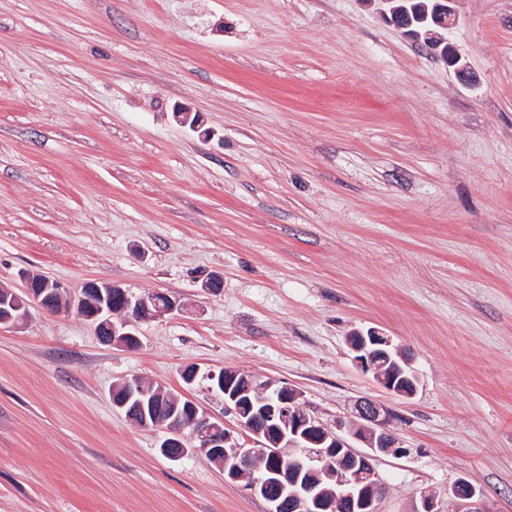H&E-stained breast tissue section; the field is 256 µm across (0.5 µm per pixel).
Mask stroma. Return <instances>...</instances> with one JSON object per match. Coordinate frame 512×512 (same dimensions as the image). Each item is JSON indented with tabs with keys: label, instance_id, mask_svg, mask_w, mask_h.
Instances as JSON below:
<instances>
[{
	"label": "stroma",
	"instance_id": "obj_1",
	"mask_svg": "<svg viewBox=\"0 0 512 512\" xmlns=\"http://www.w3.org/2000/svg\"><path fill=\"white\" fill-rule=\"evenodd\" d=\"M457 9L466 80L378 0H0V288L182 306L134 349L73 311L0 326V512H266L112 404L135 375L230 424L225 368L327 425L387 412L411 453L375 458L379 512H457L462 479L512 512V0ZM372 327L414 396L353 363Z\"/></svg>",
	"mask_w": 512,
	"mask_h": 512
}]
</instances>
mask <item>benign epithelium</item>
<instances>
[{
  "mask_svg": "<svg viewBox=\"0 0 512 512\" xmlns=\"http://www.w3.org/2000/svg\"><path fill=\"white\" fill-rule=\"evenodd\" d=\"M22 278L25 283L23 294L0 289V324L16 325L23 321L30 305L51 312L59 310L62 305L65 289L61 283L34 272H27ZM107 295L113 297V302L124 315L123 320L117 323L112 321V308H105L101 303ZM69 307L103 327L104 341L134 349L140 344L136 334L137 323L172 312L176 309V302L172 300L164 306L154 298H137L119 286L91 281L84 283L77 295L69 299ZM348 346L356 367L364 373L373 374L385 390L402 396H411L417 391L419 380L410 372L408 362L393 347L389 337L370 328L349 337ZM209 377L214 386L224 391L226 412L234 415L238 424L256 437L255 447L247 448L236 443L224 427L223 419L211 415L192 400L182 410L179 408L180 399H174V407L166 420L159 424L150 421L149 414L144 411L139 414L138 426H165L167 432L175 437L167 443L169 448L184 447L187 430L192 439L202 443V447L212 448L216 453L222 448H233V468L224 469V478L232 482L243 479L244 471L251 468L254 457L267 447L266 441L271 437L281 448H313L315 453L297 459L299 467L304 468L316 461L333 469L346 460L350 464L351 477H340L346 489L332 501L316 491L315 486L299 483L294 471L282 467L277 476L283 486L291 488L288 493L291 506L305 512H330L334 509V502L342 501L348 503L353 512H378L377 504L384 495L385 486L371 460L380 454L407 456L410 450L398 445L396 439L386 432L387 415L375 402L368 399L358 401L353 418L336 422L333 430L309 414L299 402V393L287 385L275 387L271 383L266 384L271 395L263 406L252 401L250 389L238 385L237 380L244 374L218 375L211 372ZM147 394L148 388L140 380H126L112 392V404L125 411L134 400ZM351 439L361 441L368 451L354 450L349 443ZM452 495L460 501L461 512H489L482 494L465 481L452 488Z\"/></svg>",
  "mask_w": 512,
  "mask_h": 512,
  "instance_id": "benign-epithelium-1",
  "label": "benign epithelium"
}]
</instances>
